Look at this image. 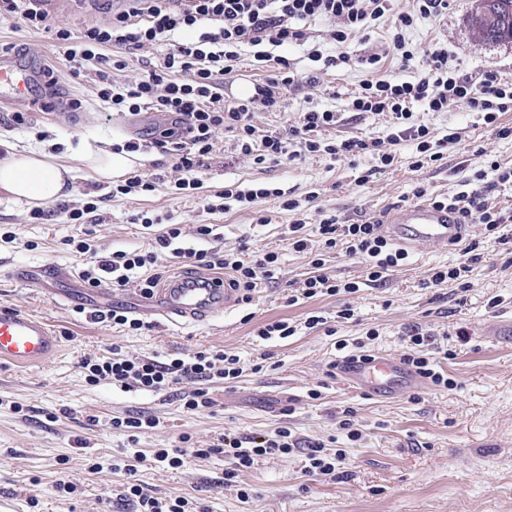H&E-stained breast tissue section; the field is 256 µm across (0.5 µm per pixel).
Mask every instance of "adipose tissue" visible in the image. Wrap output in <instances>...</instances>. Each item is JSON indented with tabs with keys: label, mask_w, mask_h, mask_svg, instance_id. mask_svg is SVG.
Returning <instances> with one entry per match:
<instances>
[{
	"label": "adipose tissue",
	"mask_w": 512,
	"mask_h": 512,
	"mask_svg": "<svg viewBox=\"0 0 512 512\" xmlns=\"http://www.w3.org/2000/svg\"><path fill=\"white\" fill-rule=\"evenodd\" d=\"M75 158L89 177L105 182L123 179L142 161L141 155L88 142L81 143ZM71 177V167L41 150L10 151L0 159V194L36 205L68 196Z\"/></svg>",
	"instance_id": "1"
}]
</instances>
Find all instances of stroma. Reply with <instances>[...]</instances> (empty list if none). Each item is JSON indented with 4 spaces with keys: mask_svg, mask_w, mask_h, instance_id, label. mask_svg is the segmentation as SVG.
Segmentation results:
<instances>
[{
    "mask_svg": "<svg viewBox=\"0 0 512 512\" xmlns=\"http://www.w3.org/2000/svg\"><path fill=\"white\" fill-rule=\"evenodd\" d=\"M473 2L452 0L436 22L419 23L407 34L412 47L419 50L439 41L447 44L460 72L476 76L494 70L512 78V42L491 44L473 33L468 22ZM118 7L117 0L46 4L53 22L75 32L107 22ZM390 31L391 19L386 16L365 39L333 44L317 37L287 50L293 67L303 74L315 72L310 59L315 50L346 53L356 63L318 74V87L303 83L291 89L283 111L258 113V125L275 131L288 114L316 106L339 114L330 136L386 137L388 117L349 112L348 99L367 77L357 63L364 55L382 54L383 72L401 79L419 73L421 59L403 68L385 57ZM0 48L12 51L21 62L52 69L57 79L52 86L36 82L27 99L0 102V140L21 149L55 151L59 161L73 165L67 203L81 202L90 190L101 196V221L94 230L102 254L153 246L160 227L147 229L131 221L138 213L152 212L189 227L219 225L218 247L242 250L244 259L270 251L281 258L277 282L264 288L253 304H236L206 326L179 328L155 322L141 332L127 333L75 312L88 297L77 276L81 261L67 239L80 235L81 225L64 223L59 215L33 221L28 203L0 196V236L16 235L10 243L0 239V304L44 318L61 339L60 353L42 364L0 365V512H137L135 503L124 496L126 475L112 468L120 459L136 466L145 494L193 497L206 512H512V337L499 333L512 320V255L485 246L470 274L471 286L463 292L451 283L425 284L431 267L458 260L457 248L411 252L402 270L390 273L385 283L370 284L364 264L339 245L325 252L321 272L359 282V292L292 304L289 295L313 272L308 255L288 244L294 214L272 196L221 212L209 211L203 203L228 182L267 183L287 188L296 199L317 192L316 210L307 219L311 225L321 209L352 222L384 219L414 184L425 185L434 196L457 192L471 174L465 155L478 148L491 150L501 164L512 166V141L494 139L473 114L423 112L419 118L433 136L455 134L458 146L449 148L446 159L420 169L411 166V146H400L392 169L374 173L360 186L355 170L340 162L314 157L260 168L234 163L229 148L220 145L196 173L201 183L198 196L171 193L170 169L152 151L137 171L154 181L155 191L115 197L110 183L90 179L83 167L74 166L72 149L83 139L95 144L146 134L159 123L155 114L142 111L121 122L110 116L97 95L96 62L72 75L63 49L45 32L18 27L13 20L0 21ZM75 99L82 101V110L71 109ZM15 112L26 113V125H9L8 117ZM261 216L267 222L260 226L256 220ZM23 265H48L73 273L74 278L29 288L9 277L13 268ZM492 297L498 299L497 307H489ZM349 301L357 309L356 319L338 322L337 310ZM311 312L334 321L336 337L312 329L270 341L254 334L260 325L277 320L299 323ZM417 327L435 335L439 351L447 352L440 366L453 387L430 385L393 398H370L348 389L332 374L331 363L342 357L335 338L361 337L373 328L378 335L368 342L369 353L398 356L405 350L407 334ZM116 346L162 361L216 347L262 361L263 368L245 372L231 384L219 379L209 383L212 407L191 414L175 390L143 394L106 382L89 384L80 368L82 359L111 355ZM312 388L321 391L320 399L308 398ZM347 406L355 412L360 433L355 441L338 425L337 413ZM132 413L151 415L159 425L135 440L113 429L112 417ZM283 426L301 444L333 442L345 449L346 464L336 478L306 475L298 453L260 458L232 486L223 483L230 462L220 454L186 457L177 469L145 459L152 449L180 447L185 435L191 447L206 448L227 431L265 437ZM242 487L250 489L249 500L239 498Z\"/></svg>",
    "mask_w": 512,
    "mask_h": 512,
    "instance_id": "obj_1",
    "label": "stroma"
}]
</instances>
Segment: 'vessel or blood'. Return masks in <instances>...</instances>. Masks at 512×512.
Returning <instances> with one entry per match:
<instances>
[{
	"label": "vessel or blood",
	"instance_id": "vessel-or-blood-1",
	"mask_svg": "<svg viewBox=\"0 0 512 512\" xmlns=\"http://www.w3.org/2000/svg\"><path fill=\"white\" fill-rule=\"evenodd\" d=\"M35 71L19 65L9 54L0 52V98L24 99ZM382 232L399 246L415 251L455 244L465 235L448 211L427 202L407 206L382 224ZM53 268L18 267L12 279L36 287L52 276ZM235 304L227 280L178 276L158 289L153 316L174 324L202 326L223 315ZM59 339L48 323L25 310L0 305V364L26 367L43 363L59 351ZM338 372L347 385L360 393L389 398L423 388L425 378L401 358L375 354L343 360Z\"/></svg>",
	"mask_w": 512,
	"mask_h": 512
}]
</instances>
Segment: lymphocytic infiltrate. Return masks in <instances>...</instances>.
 Listing matches in <instances>:
<instances>
[{"label":"lymphocytic infiltrate","mask_w":512,"mask_h":512,"mask_svg":"<svg viewBox=\"0 0 512 512\" xmlns=\"http://www.w3.org/2000/svg\"><path fill=\"white\" fill-rule=\"evenodd\" d=\"M448 6L449 0H413L410 9L400 11L394 0H136L129 8L113 11L107 24L75 33L65 25L50 22L42 0H0V19L9 17L27 28L49 33L63 45L73 74H80L86 62L100 63L98 96L112 111L134 113L147 109L164 115L163 125L146 136L124 141L122 148L142 153L154 150L169 158L171 191L191 197L200 187L196 170L204 166L224 136L230 137L236 158L250 165L291 163L309 156H326L352 166L367 160L368 168L356 178L360 184L372 173L392 168L399 147L406 144L413 148V167L443 160L449 141L435 138L430 128L419 121L417 113L421 110L473 112L496 139L512 140V125L500 120L503 113L512 112V81L492 70L477 78L458 73L450 63L447 45L441 42L429 45L418 55L422 69L410 81L381 74L380 54L362 58L370 77L352 96L350 109L359 115H390L392 124L386 138L327 137V130L336 126L339 117L332 110L315 107L299 112L279 132L261 130L256 124L257 113L281 111L285 91L296 82V73L284 51L308 42L311 23H324L326 39L342 44L366 33L385 15H393L388 47L393 57L405 65L417 56L406 40L408 31L418 22L436 20L447 12ZM161 44L167 50L146 75L120 82L104 70L108 64L116 70L122 67L121 61H110L104 55V48L140 51ZM247 48L252 50L255 61H273L277 68L267 80L258 83L254 96L225 100L215 77L231 73L241 51ZM477 154L482 162L471 179L463 181L453 195L432 199L434 206L453 213L458 223L481 229L479 237L461 247L457 263L430 268L427 280L435 286L450 282L467 290L468 274L481 259L482 244L512 245V209L499 207L482 186L488 178L497 187L511 185L512 167L488 159L487 149H478ZM268 196L280 199L284 210L297 215L302 210L300 200L280 187H245L233 182L225 185L220 194L225 203L240 205ZM135 220L147 228L161 225L155 249L116 250L103 256L92 238H70L74 252L85 259L80 277L87 287L131 288L150 296L161 276L156 273L145 278L141 271L157 265L165 251L184 265L225 272L241 302L249 304L280 269L279 256L272 251L246 262L231 250L183 247L182 242L190 233L201 241L214 239V225L197 224L189 230L185 225L167 224L162 216L144 212L137 214ZM379 225V219L374 217L344 224L336 214L324 211L309 234L305 220L298 217L289 227L291 246L298 253L311 252L315 237L326 249L344 244L348 255L365 263L368 280L378 282L405 266L409 258L407 251L380 233ZM433 347L431 335L413 331L403 359L433 384L451 386V379L438 369ZM81 366L89 383L109 382L125 392L158 393L183 386V407L192 413L204 412L213 405L205 388L207 382L221 379L232 383L246 370L239 355L216 348L164 362L125 355L116 348L108 357H85ZM298 450L304 453L306 474L312 476L335 477L346 461V452L341 448L330 453L319 442L300 448L298 439L285 426L262 439L229 431L209 449L198 448L194 454L200 457L210 451L230 459L232 466L224 472V482L229 485L258 458L286 457Z\"/></svg>","instance_id":"1"}]
</instances>
